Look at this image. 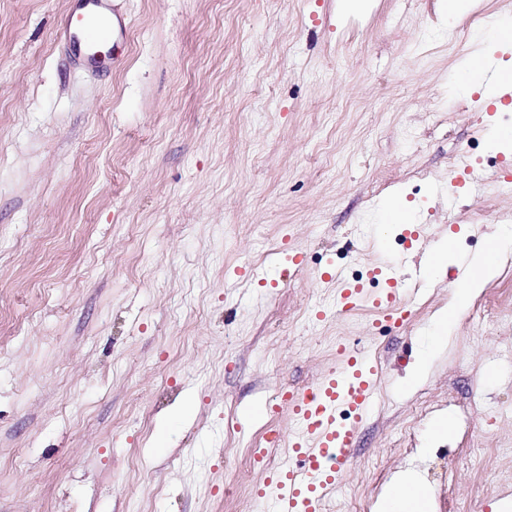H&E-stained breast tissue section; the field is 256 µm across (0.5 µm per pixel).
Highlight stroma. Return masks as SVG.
I'll use <instances>...</instances> for the list:
<instances>
[{
  "label": "stroma",
  "instance_id": "1",
  "mask_svg": "<svg viewBox=\"0 0 512 512\" xmlns=\"http://www.w3.org/2000/svg\"><path fill=\"white\" fill-rule=\"evenodd\" d=\"M117 2L127 32L91 73L55 38L72 0H0V512H271L239 444L299 427L284 405L244 415L347 348L378 395L335 497L372 512L413 468L435 512H505L512 267L475 299L489 318L463 310L404 381L465 258L512 226V153L486 139L512 108L455 88L512 0L453 23L442 0ZM396 194L411 220L387 233ZM452 230L460 262L427 286ZM398 260L408 317L380 327L371 272ZM359 274L366 300L337 311Z\"/></svg>",
  "mask_w": 512,
  "mask_h": 512
}]
</instances>
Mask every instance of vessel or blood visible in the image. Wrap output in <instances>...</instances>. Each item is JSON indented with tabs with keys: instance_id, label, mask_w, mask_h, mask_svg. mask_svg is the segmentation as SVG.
I'll return each mask as SVG.
<instances>
[{
	"instance_id": "1",
	"label": "vessel or blood",
	"mask_w": 512,
	"mask_h": 512,
	"mask_svg": "<svg viewBox=\"0 0 512 512\" xmlns=\"http://www.w3.org/2000/svg\"><path fill=\"white\" fill-rule=\"evenodd\" d=\"M97 22L100 43H108L126 29L112 0H76L62 23L65 41L82 45L84 30ZM376 275L387 286L373 300L382 316L399 325L408 311L402 303L401 272L397 266L377 265ZM379 367L362 353H346L345 362L324 374L320 381L290 394L288 409L298 426V436L288 444L285 465L271 471L258 486V503H272L275 512H321L337 474L352 459L356 424L371 410L376 395Z\"/></svg>"
}]
</instances>
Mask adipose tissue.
I'll return each mask as SVG.
<instances>
[{
  "mask_svg": "<svg viewBox=\"0 0 512 512\" xmlns=\"http://www.w3.org/2000/svg\"><path fill=\"white\" fill-rule=\"evenodd\" d=\"M486 251L472 255L469 271L455 290L445 309L439 311L430 332V344L417 359L409 376L410 382L419 381L427 371L434 349L447 341L449 333L465 304L478 296L483 288L496 278L502 267L512 258V227L501 226L492 234ZM397 489L382 496L376 512H431L433 494L419 475L411 470L397 474Z\"/></svg>",
  "mask_w": 512,
  "mask_h": 512,
  "instance_id": "ef3b65f1",
  "label": "adipose tissue"
}]
</instances>
